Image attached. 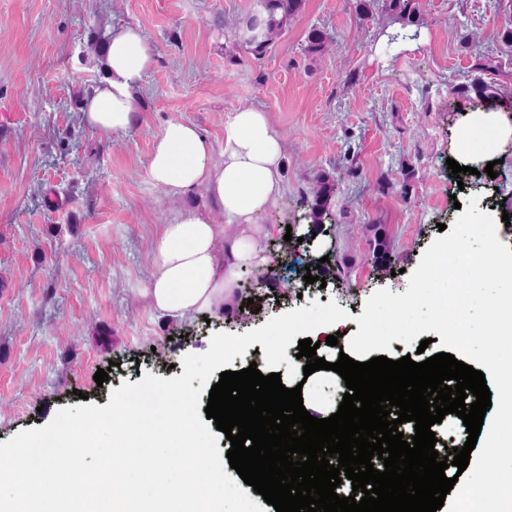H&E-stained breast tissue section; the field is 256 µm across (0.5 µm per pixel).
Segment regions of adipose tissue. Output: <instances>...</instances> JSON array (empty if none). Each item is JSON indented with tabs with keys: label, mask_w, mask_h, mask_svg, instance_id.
<instances>
[{
	"label": "adipose tissue",
	"mask_w": 512,
	"mask_h": 512,
	"mask_svg": "<svg viewBox=\"0 0 512 512\" xmlns=\"http://www.w3.org/2000/svg\"><path fill=\"white\" fill-rule=\"evenodd\" d=\"M153 63V51L137 28L111 31L105 75L84 122L106 134L126 131L136 112L135 90ZM511 138L512 124L497 113L476 111L468 117L459 153L477 165ZM282 155L279 132L255 108L235 113L224 129L219 157L194 124L176 121L164 127L154 142L147 177L178 207L153 246V274L143 289L152 309L175 319L204 312L220 316L231 309L239 270L260 269L267 262L257 219L282 192ZM202 189L238 233L225 236L224 226L212 223L206 213L180 207V200Z\"/></svg>",
	"instance_id": "adipose-tissue-1"
}]
</instances>
